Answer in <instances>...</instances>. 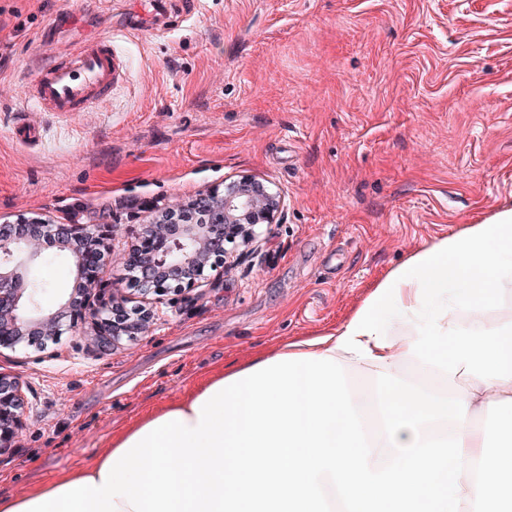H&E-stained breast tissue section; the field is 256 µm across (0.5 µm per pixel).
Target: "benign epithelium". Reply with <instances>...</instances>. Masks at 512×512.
<instances>
[{
    "label": "benign epithelium",
    "instance_id": "1",
    "mask_svg": "<svg viewBox=\"0 0 512 512\" xmlns=\"http://www.w3.org/2000/svg\"><path fill=\"white\" fill-rule=\"evenodd\" d=\"M284 195L263 178L224 183L194 202L168 208L153 224L142 227L139 243L124 255L129 281L150 304L127 310L120 288H102L101 274L110 246L94 225L55 224L34 217L24 224L0 225V350L17 347L43 351L66 331L108 350L135 341L158 320L151 306L169 294L200 288L209 273L232 269L254 252L262 226L279 222ZM67 251L75 259L78 277L94 281L91 288H74L54 304H43L45 289L29 275L31 262L46 250ZM27 383L0 371V455L11 451L32 406Z\"/></svg>",
    "mask_w": 512,
    "mask_h": 512
}]
</instances>
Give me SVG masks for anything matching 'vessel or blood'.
<instances>
[{"mask_svg":"<svg viewBox=\"0 0 512 512\" xmlns=\"http://www.w3.org/2000/svg\"><path fill=\"white\" fill-rule=\"evenodd\" d=\"M124 70L125 61L114 50L111 35L100 34L79 41L55 63L36 67L24 95L45 112H86L110 98L112 85Z\"/></svg>","mask_w":512,"mask_h":512,"instance_id":"1","label":"vessel or blood"}]
</instances>
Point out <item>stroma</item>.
<instances>
[{"instance_id":"1","label":"stroma","mask_w":512,"mask_h":512,"mask_svg":"<svg viewBox=\"0 0 512 512\" xmlns=\"http://www.w3.org/2000/svg\"><path fill=\"white\" fill-rule=\"evenodd\" d=\"M184 2L0 0V224L111 225L113 289L164 207L251 176L286 205L137 341L0 351L32 393L1 498L92 466L207 373L340 325L421 244L512 207V0ZM101 33L126 63L106 103L71 119L28 103L32 62Z\"/></svg>"}]
</instances>
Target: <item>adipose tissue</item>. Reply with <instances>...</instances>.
<instances>
[{
    "instance_id": "adipose-tissue-1",
    "label": "adipose tissue",
    "mask_w": 512,
    "mask_h": 512,
    "mask_svg": "<svg viewBox=\"0 0 512 512\" xmlns=\"http://www.w3.org/2000/svg\"><path fill=\"white\" fill-rule=\"evenodd\" d=\"M512 208L424 243L373 284L337 327L283 341L282 354L340 360L346 373L380 371L411 384L441 381L442 397L468 404L461 431L464 458L480 459L487 404L512 398ZM236 361L204 377L176 403L197 427L194 402L215 383L264 362ZM413 374H404V365Z\"/></svg>"
}]
</instances>
